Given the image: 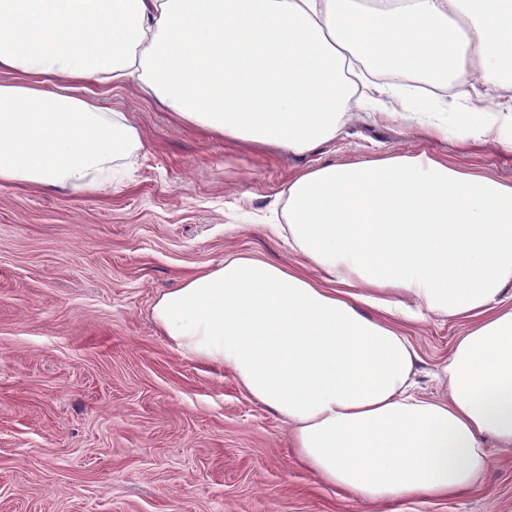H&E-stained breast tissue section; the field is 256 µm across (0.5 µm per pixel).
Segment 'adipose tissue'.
Returning a JSON list of instances; mask_svg holds the SVG:
<instances>
[{"label":"adipose tissue","mask_w":512,"mask_h":512,"mask_svg":"<svg viewBox=\"0 0 512 512\" xmlns=\"http://www.w3.org/2000/svg\"><path fill=\"white\" fill-rule=\"evenodd\" d=\"M358 63L459 74L472 99L512 66V0H0L16 74L0 83V183L108 188L141 137L85 83L133 82L181 124L309 152L335 138ZM453 123L461 143L512 150L498 113ZM285 195L307 271L225 260L162 294L156 324L285 417L327 484L375 502L479 485L512 451V181L387 154L299 172ZM428 314L467 324L440 398L417 392L402 329Z\"/></svg>","instance_id":"adipose-tissue-1"}]
</instances>
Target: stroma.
<instances>
[{"label":"stroma","mask_w":512,"mask_h":512,"mask_svg":"<svg viewBox=\"0 0 512 512\" xmlns=\"http://www.w3.org/2000/svg\"><path fill=\"white\" fill-rule=\"evenodd\" d=\"M143 146L118 189L0 184V512H512V454L460 496L377 504L301 466L288 425L227 367L179 353L165 292L229 257L301 267L271 232L297 172L427 153L512 181V152L422 139L392 91L358 86L335 139L294 155L178 125L135 88L88 85ZM465 322L407 325L421 393Z\"/></svg>","instance_id":"1"}]
</instances>
